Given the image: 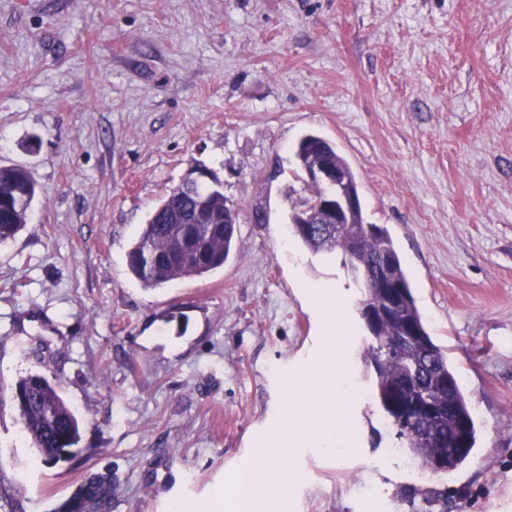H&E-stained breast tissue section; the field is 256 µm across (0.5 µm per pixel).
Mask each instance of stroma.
<instances>
[{"instance_id": "stroma-1", "label": "stroma", "mask_w": 512, "mask_h": 512, "mask_svg": "<svg viewBox=\"0 0 512 512\" xmlns=\"http://www.w3.org/2000/svg\"><path fill=\"white\" fill-rule=\"evenodd\" d=\"M309 133L352 165L471 400L477 444L453 473L392 456L343 256L283 244ZM13 164L38 193L0 245V512H53L91 470L118 483L110 512L211 504L316 341L301 281L330 278L351 294L361 451L298 457L292 512H368L372 490L382 512H512V0H0ZM195 167L240 208L238 242L221 269L144 288L127 252ZM35 372L80 423L54 466L9 399Z\"/></svg>"}]
</instances>
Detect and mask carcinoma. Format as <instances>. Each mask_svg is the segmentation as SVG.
Masks as SVG:
<instances>
[{"instance_id":"obj_1","label":"carcinoma","mask_w":512,"mask_h":512,"mask_svg":"<svg viewBox=\"0 0 512 512\" xmlns=\"http://www.w3.org/2000/svg\"><path fill=\"white\" fill-rule=\"evenodd\" d=\"M327 157L343 169L347 188L359 194L356 174L336 145L328 139L309 134L297 144L295 157L299 171L309 165L313 154ZM37 184L18 166H0V244L13 239L23 229ZM208 199L213 223L206 225L198 249L201 259L179 260L185 250L177 226L163 224L159 212L150 215L130 247L128 266L146 288H162L189 277H203L224 266L236 245L237 225L224 223L230 214L222 192L197 189L194 195L174 187L161 200L164 212L179 210L183 222H194L195 197ZM291 233L303 246L315 253L340 251L351 269L361 276L364 287L362 304L383 303V283L400 285L403 293L389 318L377 329H368L373 343L365 358L375 371V391L379 407L396 429L397 438L421 467L433 471L438 460L446 465L444 473L454 472L475 448L477 429L468 397L461 389L455 368L434 342L416 303L407 270L387 228L366 222L358 208L353 223L291 225ZM148 247L156 253L150 271L137 265V255ZM16 387L27 390L24 401L12 399L23 419L27 436L41 461L48 465L58 449L72 448L80 439V423L64 401L57 383L33 374L20 379ZM427 403L435 409L429 418L418 417L409 426L400 420V409ZM112 504V472L99 471L87 476L55 512H109Z\"/></svg>"}]
</instances>
